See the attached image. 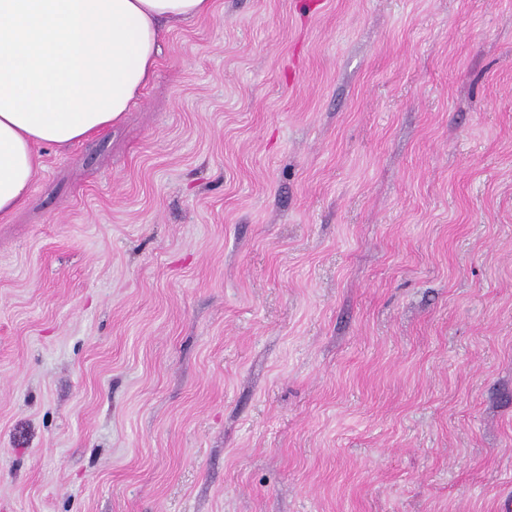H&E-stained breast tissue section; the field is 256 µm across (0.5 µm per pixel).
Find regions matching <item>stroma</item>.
<instances>
[{"mask_svg":"<svg viewBox=\"0 0 512 512\" xmlns=\"http://www.w3.org/2000/svg\"><path fill=\"white\" fill-rule=\"evenodd\" d=\"M0 218V512H512V0H213Z\"/></svg>","mask_w":512,"mask_h":512,"instance_id":"obj_1","label":"stroma"}]
</instances>
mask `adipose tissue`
Instances as JSON below:
<instances>
[{
	"label": "adipose tissue",
	"mask_w": 512,
	"mask_h": 512,
	"mask_svg": "<svg viewBox=\"0 0 512 512\" xmlns=\"http://www.w3.org/2000/svg\"><path fill=\"white\" fill-rule=\"evenodd\" d=\"M213 0H0V214L20 207L36 147L122 118L155 78L161 25Z\"/></svg>",
	"instance_id": "adipose-tissue-1"
}]
</instances>
